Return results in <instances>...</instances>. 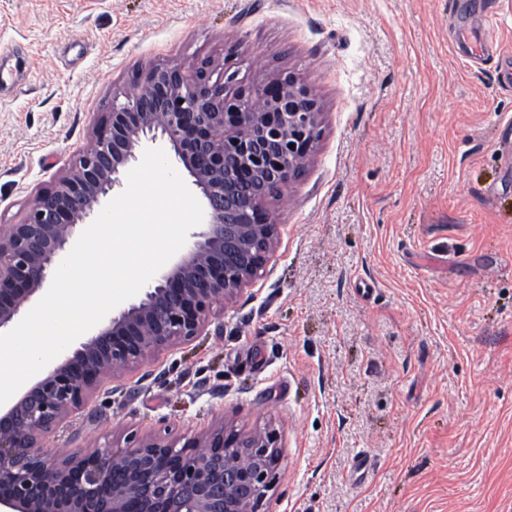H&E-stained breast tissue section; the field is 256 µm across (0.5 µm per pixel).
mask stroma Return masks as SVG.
I'll list each match as a JSON object with an SVG mask.
<instances>
[{"instance_id": "obj_1", "label": "stroma", "mask_w": 512, "mask_h": 512, "mask_svg": "<svg viewBox=\"0 0 512 512\" xmlns=\"http://www.w3.org/2000/svg\"><path fill=\"white\" fill-rule=\"evenodd\" d=\"M203 59L301 77L317 150L259 278L49 447L270 426L269 512H512V0H0V224L134 71Z\"/></svg>"}]
</instances>
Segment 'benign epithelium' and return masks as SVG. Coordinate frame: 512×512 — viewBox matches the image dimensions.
I'll return each instance as SVG.
<instances>
[{"mask_svg":"<svg viewBox=\"0 0 512 512\" xmlns=\"http://www.w3.org/2000/svg\"><path fill=\"white\" fill-rule=\"evenodd\" d=\"M321 124L317 97L293 74L249 86L214 76L205 60L139 69L69 170L37 193L19 223L0 225L1 330L44 287L77 225L131 170L143 139L169 140L208 218L139 301L0 411V512H265L281 456L273 429L220 424L65 458L46 441L106 376L198 335L215 305L258 277L279 240L267 201L303 175Z\"/></svg>","mask_w":512,"mask_h":512,"instance_id":"benign-epithelium-1","label":"benign epithelium"}]
</instances>
